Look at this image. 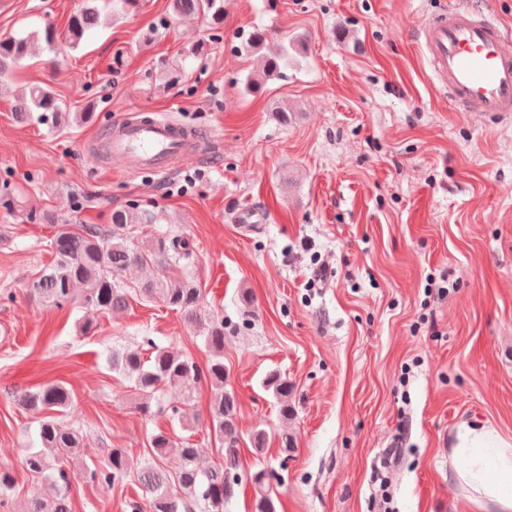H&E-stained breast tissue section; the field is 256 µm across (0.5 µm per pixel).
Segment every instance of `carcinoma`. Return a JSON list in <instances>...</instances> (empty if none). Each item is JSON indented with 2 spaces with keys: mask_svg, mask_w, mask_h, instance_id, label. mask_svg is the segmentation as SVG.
<instances>
[{
  "mask_svg": "<svg viewBox=\"0 0 512 512\" xmlns=\"http://www.w3.org/2000/svg\"><path fill=\"white\" fill-rule=\"evenodd\" d=\"M134 4V0H87L69 23V45L75 46L84 33L112 19ZM176 14H204L214 25L224 23V0H172ZM29 37L9 36L0 40V84L9 76L13 65L28 51ZM281 57L264 59L261 73L250 79L255 87L280 74ZM18 113L24 119H36L53 126L69 120V113L47 88L34 86L19 104ZM141 217L130 209L112 211V224L106 229L95 225H55L52 239L55 258L52 264L31 284L30 293L57 308L81 298L87 314L80 319L79 331L87 334L94 329L90 315L113 313L128 307V289L122 274L130 267L145 273L139 293L146 301L161 298L181 314L208 352L206 367L147 340L153 349L148 358L140 349L112 345L106 351L107 367L128 382L140 397L139 410L150 417L166 413L178 422L185 415L174 401L164 400V388L181 394L182 403L193 400L196 389L207 384L211 390L210 420L216 437L224 444V464L205 468L201 465L203 449L187 441H176L163 431L151 436L150 457L141 466L131 467L127 451L109 448L100 464L86 470L91 484L112 487L116 482H134L146 495V504L129 503L131 512H224L240 486L236 443L237 401L227 389L224 367V318L205 314L201 310L202 295L194 279L184 273L171 280L160 273L167 265H179L189 258L194 246L186 237L162 232L143 243L131 240L129 231ZM263 387L272 393L279 406L281 419H288L291 408L288 398L292 385L278 371L269 372ZM19 402L35 414L36 426L30 448L23 458L25 470L34 478L47 481L54 495L46 500L33 495L27 512H74L70 477L65 462L77 456L85 447L83 434L67 425L63 419L72 404L70 390L63 384H44L23 393ZM175 456L179 470L172 477L161 460ZM256 488L255 512H277L267 481V470L251 476Z\"/></svg>",
  "mask_w": 512,
  "mask_h": 512,
  "instance_id": "carcinoma-1",
  "label": "carcinoma"
}]
</instances>
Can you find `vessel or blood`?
I'll list each match as a JSON object with an SVG mask.
<instances>
[{
	"mask_svg": "<svg viewBox=\"0 0 512 512\" xmlns=\"http://www.w3.org/2000/svg\"><path fill=\"white\" fill-rule=\"evenodd\" d=\"M420 47L455 111L512 112V35L483 12L456 7L426 21ZM109 156L156 174L184 163L202 146L195 131L165 118L141 115L105 132Z\"/></svg>",
	"mask_w": 512,
	"mask_h": 512,
	"instance_id": "obj_1",
	"label": "vessel or blood"
}]
</instances>
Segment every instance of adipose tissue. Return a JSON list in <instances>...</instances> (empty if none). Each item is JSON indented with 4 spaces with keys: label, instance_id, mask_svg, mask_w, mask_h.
<instances>
[{
    "label": "adipose tissue",
    "instance_id": "ef3b65f1",
    "mask_svg": "<svg viewBox=\"0 0 512 512\" xmlns=\"http://www.w3.org/2000/svg\"><path fill=\"white\" fill-rule=\"evenodd\" d=\"M453 450L455 481L468 499L496 512H512V447L492 432L462 427Z\"/></svg>",
    "mask_w": 512,
    "mask_h": 512
}]
</instances>
